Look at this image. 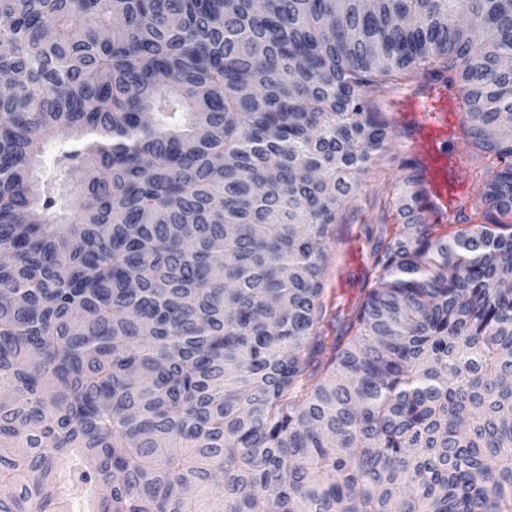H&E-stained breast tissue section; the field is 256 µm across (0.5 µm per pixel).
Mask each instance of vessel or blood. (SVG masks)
<instances>
[{
    "mask_svg": "<svg viewBox=\"0 0 512 512\" xmlns=\"http://www.w3.org/2000/svg\"><path fill=\"white\" fill-rule=\"evenodd\" d=\"M454 93L445 80L433 78L395 100L394 118L405 132L403 145L420 171L426 212L433 224H447L470 199L469 183L462 177L470 150Z\"/></svg>",
    "mask_w": 512,
    "mask_h": 512,
    "instance_id": "vessel-or-blood-1",
    "label": "vessel or blood"
}]
</instances>
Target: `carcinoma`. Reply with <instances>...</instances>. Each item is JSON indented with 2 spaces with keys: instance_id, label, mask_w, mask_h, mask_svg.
Wrapping results in <instances>:
<instances>
[{
  "instance_id": "carcinoma-1",
  "label": "carcinoma",
  "mask_w": 512,
  "mask_h": 512,
  "mask_svg": "<svg viewBox=\"0 0 512 512\" xmlns=\"http://www.w3.org/2000/svg\"><path fill=\"white\" fill-rule=\"evenodd\" d=\"M510 56L512 0H0V512H512ZM421 75L486 190L445 233L401 160L328 345ZM399 154L400 158L409 157L402 149L392 151L376 166H370L365 172L353 173L357 188L341 205L338 212V221L335 224H344L342 239L337 244L339 254H343L336 269L334 265L326 273L327 287L330 288L332 314L347 310L340 306V293L343 287L354 292V299L359 296L363 288L365 260V230L368 224H379V202L382 193L402 186V171L399 161H389L392 154Z\"/></svg>"
}]
</instances>
